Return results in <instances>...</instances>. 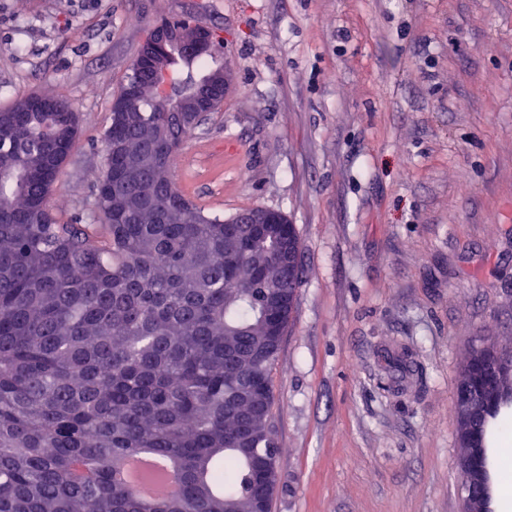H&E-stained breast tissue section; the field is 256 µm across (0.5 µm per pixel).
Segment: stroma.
<instances>
[{"mask_svg":"<svg viewBox=\"0 0 512 512\" xmlns=\"http://www.w3.org/2000/svg\"><path fill=\"white\" fill-rule=\"evenodd\" d=\"M172 17L224 38V103L181 151L210 149L204 212L277 210L302 242L271 512H463L456 387L478 337L512 349V0H0V110L80 116L63 219L95 212L112 101ZM400 347L420 372L393 394Z\"/></svg>","mask_w":512,"mask_h":512,"instance_id":"obj_1","label":"stroma"}]
</instances>
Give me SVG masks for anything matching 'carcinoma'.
I'll use <instances>...</instances> for the list:
<instances>
[{
    "label": "carcinoma",
    "mask_w": 512,
    "mask_h": 512,
    "mask_svg": "<svg viewBox=\"0 0 512 512\" xmlns=\"http://www.w3.org/2000/svg\"><path fill=\"white\" fill-rule=\"evenodd\" d=\"M224 67V39L166 76L192 94ZM19 99L0 124V512H254L260 478L237 445L246 408L272 414L271 377L295 282L288 223L276 240L253 224L207 216L174 177L196 120L144 96L101 134L98 224L63 220L51 204L78 134L76 112ZM406 351L384 391L407 373ZM512 409V395L479 404V434ZM257 454L280 457L266 424ZM150 453L172 490L141 497L115 473Z\"/></svg>",
    "instance_id": "obj_1"
}]
</instances>
